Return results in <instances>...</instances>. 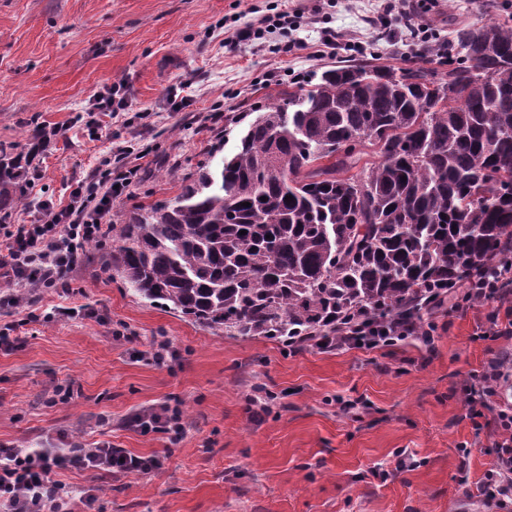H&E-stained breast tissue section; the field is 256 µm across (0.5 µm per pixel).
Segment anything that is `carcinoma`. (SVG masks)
Returning a JSON list of instances; mask_svg holds the SVG:
<instances>
[{
  "label": "carcinoma",
  "instance_id": "carcinoma-1",
  "mask_svg": "<svg viewBox=\"0 0 512 512\" xmlns=\"http://www.w3.org/2000/svg\"><path fill=\"white\" fill-rule=\"evenodd\" d=\"M425 52L448 70L340 64L265 107L216 171L110 225L103 267L229 337L421 317L430 289L512 244V25ZM15 148L0 143V224L23 194Z\"/></svg>",
  "mask_w": 512,
  "mask_h": 512
}]
</instances>
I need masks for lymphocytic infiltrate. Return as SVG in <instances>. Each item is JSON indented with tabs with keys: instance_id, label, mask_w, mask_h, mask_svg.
I'll return each instance as SVG.
<instances>
[{
	"instance_id": "1",
	"label": "lymphocytic infiltrate",
	"mask_w": 512,
	"mask_h": 512,
	"mask_svg": "<svg viewBox=\"0 0 512 512\" xmlns=\"http://www.w3.org/2000/svg\"><path fill=\"white\" fill-rule=\"evenodd\" d=\"M137 166L119 172L99 170L80 182L61 206L39 202L45 220L40 224H17L0 241V281L12 292H0V311L18 313V289L65 288L88 242L102 240L104 217L113 199L132 185ZM493 305L488 314V335L512 336V256L491 270L470 276L443 289L432 300V312L450 314L477 305ZM434 320L417 324L404 319L377 328L372 336L353 321L337 324L329 350L359 349L372 352L397 346L410 339L433 345ZM505 359L489 358L475 373L466 391L467 416L482 417L499 395ZM499 438L494 444L495 461L476 490L484 506L506 512L512 506V407L499 410L495 419ZM154 457L123 454L109 444L92 448H16L0 445V512H67L69 499L64 484L56 480L59 470L103 471L134 476L158 468Z\"/></svg>"
}]
</instances>
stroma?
<instances>
[{
	"label": "stroma",
	"instance_id": "35a3bbf8",
	"mask_svg": "<svg viewBox=\"0 0 512 512\" xmlns=\"http://www.w3.org/2000/svg\"><path fill=\"white\" fill-rule=\"evenodd\" d=\"M305 7L315 23L277 30L273 47L234 31ZM512 21V0H0V142L30 152L29 198L66 201L96 165L140 152L137 181L106 223L180 194L230 154L240 116L375 47L376 65L434 67L415 39L449 43L458 26ZM336 51L319 56L328 34ZM125 112L89 111L112 82ZM191 85L187 103L171 91ZM95 318L43 322L53 306ZM34 320L0 349V443L60 441L161 458L138 476L66 471L72 512H478L471 499L494 461L495 410L466 417L464 386L512 336L481 337L486 308L439 316L433 346L410 340L366 353L291 351L264 337L226 338L139 299L84 254L67 292L32 291ZM168 340L175 359L145 353ZM271 397L255 415L256 390ZM180 408V438L143 432L138 416ZM95 489L93 504L84 493Z\"/></svg>",
	"mask_w": 512,
	"mask_h": 512
}]
</instances>
